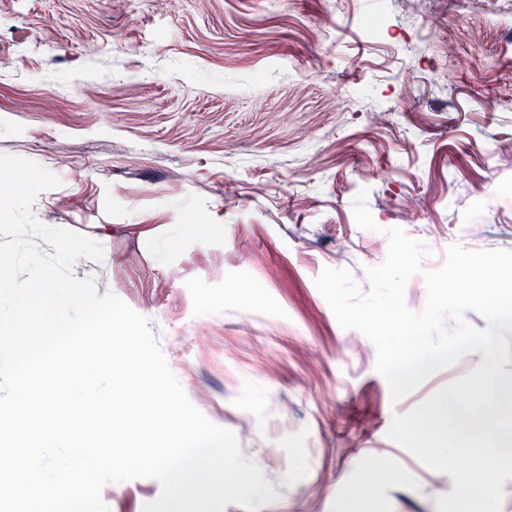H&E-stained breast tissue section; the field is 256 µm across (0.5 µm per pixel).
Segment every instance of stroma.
Returning <instances> with one entry per match:
<instances>
[{
  "mask_svg": "<svg viewBox=\"0 0 512 512\" xmlns=\"http://www.w3.org/2000/svg\"><path fill=\"white\" fill-rule=\"evenodd\" d=\"M496 0H0V155L60 180L32 210L89 237L190 402L276 494L259 512H437L451 477L388 436L484 359L392 401L315 286L391 228L435 269L512 251V22ZM161 486L107 483L109 512Z\"/></svg>",
  "mask_w": 512,
  "mask_h": 512,
  "instance_id": "1",
  "label": "stroma"
}]
</instances>
